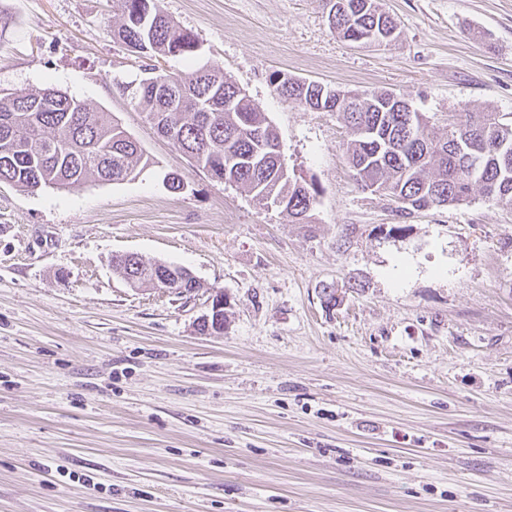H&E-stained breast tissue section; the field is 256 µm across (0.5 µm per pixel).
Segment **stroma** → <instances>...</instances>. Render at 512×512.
Wrapping results in <instances>:
<instances>
[{
    "instance_id": "35a3bbf8",
    "label": "stroma",
    "mask_w": 512,
    "mask_h": 512,
    "mask_svg": "<svg viewBox=\"0 0 512 512\" xmlns=\"http://www.w3.org/2000/svg\"><path fill=\"white\" fill-rule=\"evenodd\" d=\"M382 4L398 39L357 46L320 0H160L198 40L168 67L220 68L317 189L293 224L138 112L112 0H0V94L54 84L149 160L75 190L0 182V512H512V206L400 214L354 179L342 115L272 84L389 90L440 134L512 118V0ZM125 252L202 288L132 290ZM215 290L224 331L198 334Z\"/></svg>"
}]
</instances>
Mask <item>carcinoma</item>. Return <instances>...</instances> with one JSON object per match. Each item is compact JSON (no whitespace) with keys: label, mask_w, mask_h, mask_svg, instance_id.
<instances>
[{"label":"carcinoma","mask_w":512,"mask_h":512,"mask_svg":"<svg viewBox=\"0 0 512 512\" xmlns=\"http://www.w3.org/2000/svg\"><path fill=\"white\" fill-rule=\"evenodd\" d=\"M328 13L332 29L346 41L370 45L377 37H397V24L381 0H339ZM121 22L112 38L147 60V77L133 99L157 133L176 132V145L197 167L224 183L247 190L261 203L306 224L317 191L284 175V159L270 152L276 128L237 83L219 68L201 66L178 72L171 84L160 69L164 58H189L195 36L163 13L157 0H115ZM275 91L303 106L327 104L322 84L276 75ZM236 97L224 111V98ZM351 129L346 156L362 187H375L411 213L445 205H468L480 195L512 206V122L497 112H465L438 137L417 110L395 108L390 92L349 93L332 100ZM137 141L83 100L52 84L39 90L0 96V182L28 192L44 187L76 189L89 182L119 183L147 165ZM112 271L136 289L165 288L190 295L201 288L186 268L149 263L135 253L112 257Z\"/></svg>","instance_id":"carcinoma-1"}]
</instances>
